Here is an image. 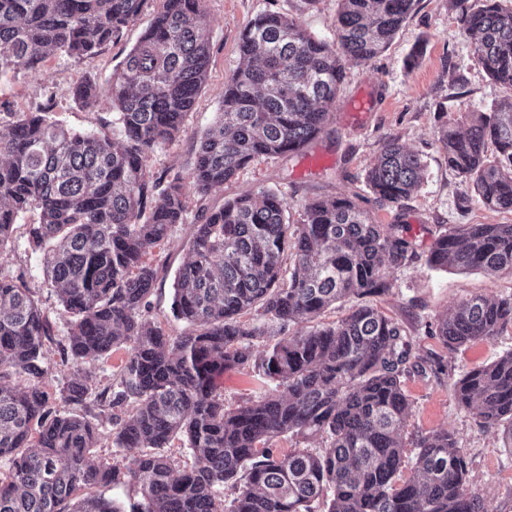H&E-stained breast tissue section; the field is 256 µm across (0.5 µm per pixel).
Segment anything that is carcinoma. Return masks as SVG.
<instances>
[{
	"instance_id": "cac0c4a2",
	"label": "carcinoma",
	"mask_w": 512,
	"mask_h": 512,
	"mask_svg": "<svg viewBox=\"0 0 512 512\" xmlns=\"http://www.w3.org/2000/svg\"><path fill=\"white\" fill-rule=\"evenodd\" d=\"M147 2L0 0V77L35 72L51 55L97 56ZM204 2L159 0L150 27L112 72L122 140L72 131L41 108L11 113L0 131V255L19 215L37 212L29 237L72 318L61 364L128 351L116 385L95 396L115 410L119 454L97 465L87 384L77 379L50 397L41 360L51 325L23 276L0 275V512H124L96 491L120 484L139 494L130 512H488L447 431L417 439L411 476L397 482L411 410L401 378L413 368L437 376L444 365L411 362L403 326L370 305L316 323L338 301L391 291L388 270L420 257L402 225L376 223L346 196L316 198L303 223L290 224L278 193L240 195L202 210L191 225V256L175 276L172 309L193 331L171 336L150 315L160 268L147 256L185 223L184 178L205 197L257 159L303 152L330 120L343 61L384 52L415 0H340L332 44L283 13L256 16L240 34L239 64L190 173L155 174L149 153L179 135L207 79ZM451 3L488 75L512 86V7ZM72 94L88 106L97 83L82 81ZM441 140L448 168L472 180L478 200L512 212V100L493 103L466 133L448 129ZM423 168L417 155L388 141L366 183L377 202L399 204ZM426 263L512 274V224L445 228ZM253 308L269 325L241 323ZM298 323L309 330L289 334ZM509 327L512 295L475 296L451 307L433 335L456 348ZM261 338L266 345L256 355L252 341ZM250 364L277 384L230 409L215 377ZM454 397L512 448V350L461 375ZM288 434L319 436L325 446L286 455L269 448ZM175 438L192 450L194 466L181 470L165 452Z\"/></svg>"
}]
</instances>
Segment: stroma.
<instances>
[{
  "mask_svg": "<svg viewBox=\"0 0 512 512\" xmlns=\"http://www.w3.org/2000/svg\"><path fill=\"white\" fill-rule=\"evenodd\" d=\"M204 6L210 18L207 82L180 136L152 150L149 166L156 173L171 168L190 171L201 135L217 118L224 82L238 65L239 34L251 19L268 11L281 12L316 37L330 41L336 30L339 0H205ZM153 15V7H145L121 39L92 59L54 56L37 72L22 70L1 79L0 113L29 112L42 106L66 127L101 130L121 138L122 128L112 122L109 79L140 41ZM87 78L97 81L99 99L84 107L73 100L71 89ZM363 97L369 99V108L355 111L356 101ZM510 98L512 87L494 83L482 68L473 52V40L449 0H416L384 53L366 61L347 62L332 121L319 139L305 152L255 161L223 188L211 192L207 203L218 208L238 195L271 189L287 202L289 222L299 224L315 197L358 195L365 198V208L377 223L404 225L422 254L439 229L459 224H512V213L490 209L475 199L470 180L449 169L440 142L442 128L465 132L475 113L485 111L493 101ZM390 139L398 140L424 164L420 187L398 207L370 200L365 182L381 146ZM313 157L325 158V165L307 170V161ZM183 193L185 223L175 225L167 244L150 256L152 263L167 267L154 286L152 316L173 336L188 330L185 323L173 318L170 306L174 275L190 256V223L200 203L192 185H185ZM35 218V213L29 212L19 219L10 246L0 255V274L24 275L51 324L53 340L45 350L47 391L59 392L77 373L87 376L93 391H100L115 383L127 351L121 348L97 361L61 365L59 345L67 340L71 318L46 283L42 254L29 240L28 229ZM388 277L391 292L374 297L373 305L402 324L411 343L412 359H436L445 366L444 373L437 376L413 372L403 379L411 402L403 430L408 463L417 453L413 444L416 435L451 432L469 463L473 489L484 497L491 512H512V452L504 448L496 430L458 409L452 391L460 373L489 364L512 350V328L493 339L476 340L454 350L431 334L436 322L457 303L477 295L512 294V275L433 270L420 260L390 269ZM216 383L230 407L258 398L267 389L265 381L248 366L226 368Z\"/></svg>",
  "mask_w": 512,
  "mask_h": 512,
  "instance_id": "35a3bbf8",
  "label": "stroma"
}]
</instances>
